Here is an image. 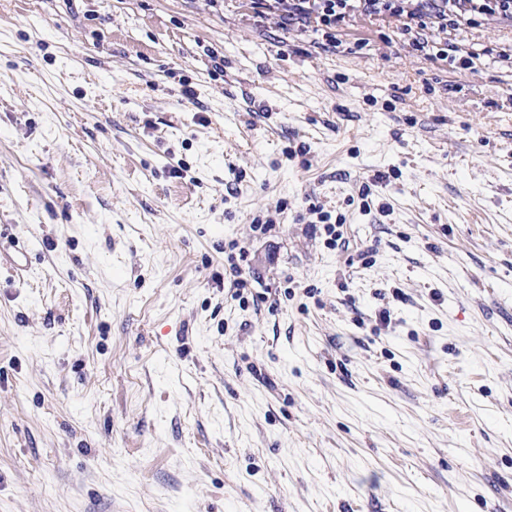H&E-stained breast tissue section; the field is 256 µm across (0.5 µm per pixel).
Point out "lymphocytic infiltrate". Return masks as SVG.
Instances as JSON below:
<instances>
[{
  "mask_svg": "<svg viewBox=\"0 0 512 512\" xmlns=\"http://www.w3.org/2000/svg\"><path fill=\"white\" fill-rule=\"evenodd\" d=\"M259 12L278 17L288 25L315 22L335 30L353 14L389 15L402 19L414 51H437L447 57V48H432L427 33L448 25L474 23L494 16L512 21V0H253Z\"/></svg>",
  "mask_w": 512,
  "mask_h": 512,
  "instance_id": "lymphocytic-infiltrate-1",
  "label": "lymphocytic infiltrate"
}]
</instances>
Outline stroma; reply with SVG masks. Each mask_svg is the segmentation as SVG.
Listing matches in <instances>:
<instances>
[{
  "label": "stroma",
  "mask_w": 512,
  "mask_h": 512,
  "mask_svg": "<svg viewBox=\"0 0 512 512\" xmlns=\"http://www.w3.org/2000/svg\"><path fill=\"white\" fill-rule=\"evenodd\" d=\"M400 28L0 0V512H512V24Z\"/></svg>",
  "instance_id": "1"
}]
</instances>
